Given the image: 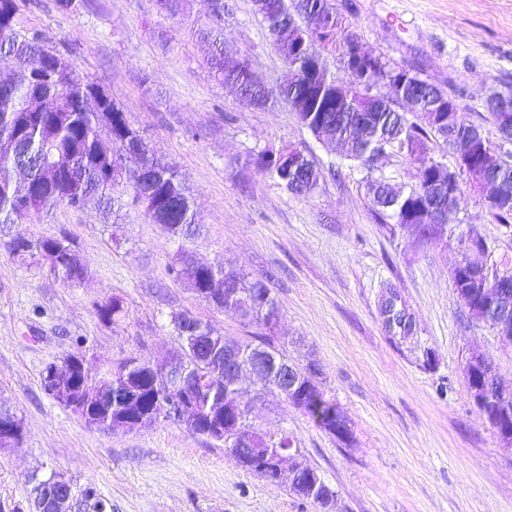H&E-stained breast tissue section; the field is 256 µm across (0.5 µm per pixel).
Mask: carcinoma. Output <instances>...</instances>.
<instances>
[{
	"mask_svg": "<svg viewBox=\"0 0 512 512\" xmlns=\"http://www.w3.org/2000/svg\"><path fill=\"white\" fill-rule=\"evenodd\" d=\"M213 20L191 29L193 36L206 46L204 65L210 77L221 84L239 105L247 108H272L283 101L295 113L302 126L316 138L333 142L342 150V159L361 165L367 171V194L379 220L392 222L410 231L426 244L448 240L444 216L432 213L431 187L437 181V161L431 156L432 142H439L453 155L464 152L475 140L490 149L497 146L485 136L481 127L459 117L462 108L456 99L439 87L426 82L409 67L391 63L380 56L356 59L353 48L361 39L358 26L347 22L333 0H254V12L267 25L275 48L295 76L284 79L271 89L254 77L247 56L225 44L219 22L224 17V0H214ZM19 0H0V231L10 236L7 246L22 261L36 258L37 251L54 252L56 265L48 272L68 288L80 287L88 270L71 255L69 239L64 235L30 240L19 230V221L31 212L50 210L60 204L72 207L74 187L81 185L82 196L95 199L105 211L114 209L116 190L132 193L133 201L147 205L146 215L173 239L190 241L200 234L201 224L187 194V189L171 166L158 163L140 132L128 123L125 112L110 99L100 107L85 98L93 83L72 79L71 53L44 48L38 32H22L18 27ZM344 63L353 61L352 83L374 89L371 95L355 101H336V81L329 71V56ZM391 82L407 89L425 85L413 107L399 110L404 93L389 100L375 92L381 83ZM451 107L440 112L437 103ZM406 150L418 164V184L406 194L392 191L384 177L374 176L377 163L394 146ZM63 158L72 169L61 177L50 175L48 161ZM257 171L273 178L288 191L309 195L325 173L306 150L268 147L250 157ZM466 176L479 192L491 185L496 193L484 196L486 206L500 224H512V160L499 156L490 166L469 163L448 169V184L454 188L449 196L455 207L460 192V177ZM471 254L488 258L486 241L476 232L465 238ZM169 271L186 281L203 301H209V285L221 274L229 292L213 306L232 312L260 327L281 317L278 302L271 296L265 281L251 279L243 273L226 272L224 264L200 267L194 264L193 252L180 246ZM455 291L466 289L473 296L468 316L477 323L494 326L497 318L512 319V270L507 269L488 281H453ZM496 303L497 311L487 305ZM99 317L115 323L124 317V307L117 298L107 300L97 309ZM170 324L181 341L183 366L189 379L176 392L195 401L205 414L195 425L194 434L208 436V414L224 423V433L240 429L252 434L255 447L288 448L295 442L291 435L269 438L250 422L254 404L260 397L245 402L248 409L237 412L221 404L223 395L212 390L224 383V369L215 356L224 353V335L210 324H203L186 312H173ZM283 342L266 336L258 344L244 343L242 349L266 357L285 358ZM109 368L116 369L122 384L136 390V402L121 406L108 397L101 411L112 415L119 411L134 417L161 410L159 396L168 390L155 373L144 369L141 360L127 358ZM302 386L283 397L288 404L302 410L320 429L349 446L344 429L345 412L326 396L320 369L309 363ZM8 424L16 433H0V447H8L22 435L23 421L11 409L0 406V424ZM29 512H54L52 503L60 492L71 493L73 512H108L111 504L95 485H77L57 472L33 470ZM312 502L329 510L336 506V490L322 482Z\"/></svg>",
	"mask_w": 512,
	"mask_h": 512,
	"instance_id": "obj_1",
	"label": "carcinoma"
}]
</instances>
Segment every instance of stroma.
<instances>
[{
    "label": "stroma",
    "instance_id": "stroma-1",
    "mask_svg": "<svg viewBox=\"0 0 512 512\" xmlns=\"http://www.w3.org/2000/svg\"><path fill=\"white\" fill-rule=\"evenodd\" d=\"M227 44L276 86L287 67L253 0H227ZM357 25L362 48L418 69L463 106L462 117L497 140L482 107L489 89H512V0H336ZM212 19V0H186L185 13L160 14L156 0H84L68 14L53 0L24 5L20 26L49 48H72L73 74L111 92L159 161L189 187L203 232L194 255L266 279L282 318L274 333L300 364L316 362L328 397L347 413L356 437L345 448L300 410L266 395L251 422L288 432L305 462L339 493L337 512H512V450L474 405L462 373L470 353L489 355L512 391V343L472 322L451 272L476 229L492 259L512 266V229L463 187L448 214L447 243L425 246L378 223L366 173L342 165L287 105L240 106L209 75L193 22ZM306 149L337 164L310 196L258 174L251 153ZM29 238L67 234L89 276L63 286L36 261L19 262L0 241V400L21 417V440L0 447V512H28V474L60 472L95 484L112 512H318L287 482L241 469L223 443L176 422L131 433L88 428L41 386L52 363L83 355L100 363L178 353L170 314L185 311L246 343L253 324L200 300L168 270L178 247L142 207L126 204L117 222L95 206L32 214ZM119 298L125 316L103 322L98 304ZM394 301L410 327L390 324Z\"/></svg>",
    "mask_w": 512,
    "mask_h": 512
}]
</instances>
